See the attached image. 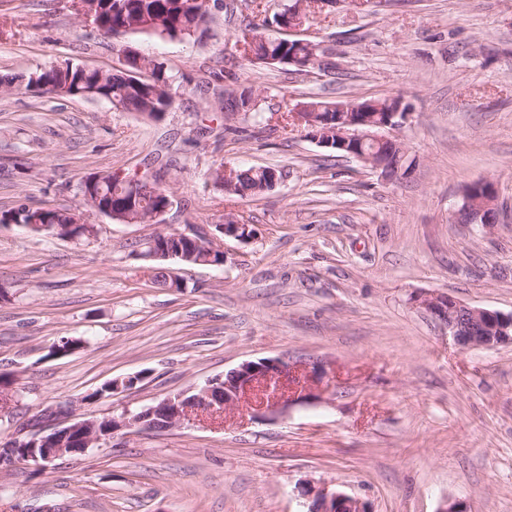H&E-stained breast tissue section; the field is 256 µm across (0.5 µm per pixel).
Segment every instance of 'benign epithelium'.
Here are the masks:
<instances>
[{"label": "benign epithelium", "mask_w": 512, "mask_h": 512, "mask_svg": "<svg viewBox=\"0 0 512 512\" xmlns=\"http://www.w3.org/2000/svg\"><path fill=\"white\" fill-rule=\"evenodd\" d=\"M305 0H293L288 7V24L283 31L292 36L288 40V64L296 63L297 51L307 47L308 63L318 64L317 47L307 41L294 38L307 19L304 10ZM296 125L302 128L305 136L322 147L344 151L346 154L379 169L391 176L396 174L389 160L384 156L368 155L363 151L367 142H384L388 137L386 129L400 125L407 116L402 106L390 111H381V103L374 99L350 100L327 105L323 108L301 103L293 109ZM91 210L108 213L124 224L143 222L141 213L126 212L117 214L109 208H102L99 199H88ZM496 201L487 202L481 198L464 194L457 213L470 224H483L491 227L497 220ZM217 231L239 240L252 237L250 225L228 214L224 223L215 225ZM147 255L155 260L178 259L187 265L222 266L226 261L223 249L213 240L203 236H189L184 233H158L151 238ZM149 274L153 279L165 282L168 288L180 286V278L166 267H152ZM418 305L442 321L448 335L465 348H492L497 344L512 343V314L462 304L443 294H426L417 299ZM497 331L496 336H488V329ZM317 398L311 387L294 375L288 361L282 358H267L249 361L225 374V379L214 378L200 390L188 394L179 393L160 400L157 404L136 413L127 412L120 420H112V430L102 431L99 421L83 419L66 426L73 432L80 431L84 445L100 441H110L123 430H154L156 426L146 422L147 415L156 408L168 409L167 427L182 425L203 412L222 413L229 406L249 403L251 417L264 419L282 413L292 404ZM61 429L49 433H39L26 440H16L5 448H0V462L17 459L37 470H46L50 464L70 453L58 443ZM303 496L310 499L307 512H372L370 505L344 491L322 485L317 489H306Z\"/></svg>", "instance_id": "obj_1"}]
</instances>
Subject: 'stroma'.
Segmentation results:
<instances>
[{"instance_id": "obj_1", "label": "stroma", "mask_w": 512, "mask_h": 512, "mask_svg": "<svg viewBox=\"0 0 512 512\" xmlns=\"http://www.w3.org/2000/svg\"><path fill=\"white\" fill-rule=\"evenodd\" d=\"M289 0H237L204 43L104 36L74 0H0V212L19 203L84 213L94 234L61 239L0 224V374L16 398L0 448L62 420L138 411L246 361L320 366L316 400L264 420L229 410L117 435L44 472L0 463V512H299L302 488L336 485L374 512H512V344L462 348L417 295L512 313V0H368L310 14L300 36L336 66L299 72L251 63L245 23ZM176 75L158 120L103 100L26 89L67 61L115 71L127 52ZM224 72L223 83L213 75ZM225 84L255 111L218 117ZM401 98L389 137L411 169L385 178L319 146L288 112L325 101ZM162 171L173 207L160 223L86 211L89 174ZM220 166H269L277 186L225 195ZM490 183L487 228L461 223L462 191ZM252 238L215 235L221 267L175 264L182 285L145 274L160 232L213 233L225 213ZM82 344L53 356L60 337ZM131 388L94 402L114 379Z\"/></svg>"}]
</instances>
